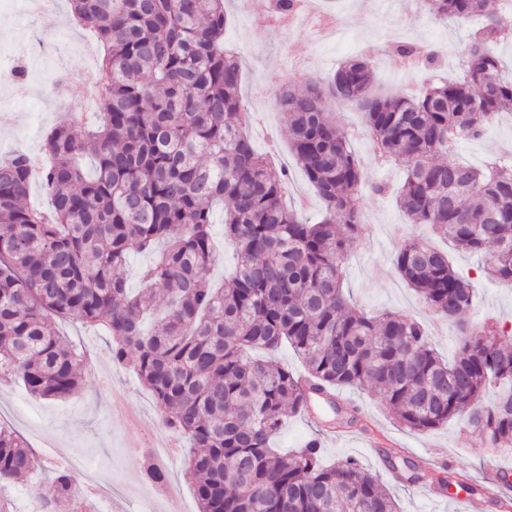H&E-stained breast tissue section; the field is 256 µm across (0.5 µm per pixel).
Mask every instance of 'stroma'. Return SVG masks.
<instances>
[{"label":"stroma","mask_w":512,"mask_h":512,"mask_svg":"<svg viewBox=\"0 0 512 512\" xmlns=\"http://www.w3.org/2000/svg\"><path fill=\"white\" fill-rule=\"evenodd\" d=\"M317 17L335 19L340 32L316 35L310 15H299L295 25L267 30L272 0H226L224 45L242 60L241 116L256 150L278 167L288 170L285 201L302 207L310 222H318L324 206L307 181L288 145V133L277 106L280 93L305 80L336 70L346 59L371 55L377 88L386 93H406L433 79L456 76L469 43L467 29L435 19L411 6L412 0H310ZM69 0H54L50 9L32 10L30 0H0V49L15 54L31 72L28 99L13 103L12 87L0 84V105L11 104L12 122L0 125V155L17 152L43 153L47 134L65 120L81 119L84 105L69 93L73 76L95 74L102 52L95 34L69 24ZM406 41L438 52L436 69L405 65L387 52L388 43ZM327 111L338 123L354 131L352 150L371 182L398 184L404 165L398 161L376 163L372 143L364 131L363 116L350 104L326 100ZM512 152V112L498 116L477 140L450 147V158L479 166L490 157ZM357 205L365 226L349 247L344 290L353 302L374 312L401 310L424 318L434 348L452 359L458 343L454 325L427 317L418 295L398 274L393 258L405 241H431L429 228L410 223L393 197L361 190ZM459 274L475 287L476 306L467 313L471 322L494 318L512 332V289L492 281L483 260L466 253L454 256ZM64 339L85 355L83 383L75 393L58 399L32 395L23 383L0 386V424L19 433L43 462L42 469L7 483L18 512H34L31 489L49 495L53 477L76 457L112 487V506L117 512H168V488H175L183 512H199L194 489L185 477L188 440L166 430L162 412L149 390L133 371L113 363L112 338L106 332L77 322L56 320ZM350 398L359 410L360 422L331 437L307 415L286 418L275 445L288 451L315 439L325 462L357 459L379 476L397 499L401 512H496L486 501V464L497 459L512 470V454L497 453L479 435L468 431L464 419L427 433L400 426L364 390ZM169 444L162 467L168 473L163 485L145 488L148 465L155 458L153 444ZM429 467L439 475L463 477L465 490L456 498L441 500L417 494L411 481V464Z\"/></svg>","instance_id":"obj_1"}]
</instances>
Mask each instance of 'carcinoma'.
I'll list each match as a JSON object with an SVG mask.
<instances>
[{
	"mask_svg": "<svg viewBox=\"0 0 512 512\" xmlns=\"http://www.w3.org/2000/svg\"><path fill=\"white\" fill-rule=\"evenodd\" d=\"M71 2L107 47L106 83L98 121L55 126L39 171L24 153L0 158V382L68 396L82 382V359L53 319L107 331L112 359L151 391L163 425L192 442L186 471L200 512H399L358 461L325 466L315 440L289 453L271 447L284 419L307 412L315 396L341 413L336 392L346 388L369 387L412 431L462 417L512 453V336L461 319L474 287L448 252L408 242L395 265L430 311L457 326L450 363L418 319L370 316L345 297L364 175L324 106L328 97L354 106L378 158L404 163L397 201L413 223L484 257L488 274L512 288V155L481 168L448 158L452 142L481 138L496 114L512 111V80L494 52L512 40V4L489 11L487 0H423L439 20L484 19L452 80L391 96L374 89L371 61L358 56L281 93L289 147L325 206L309 224L283 204L286 170L258 154L242 127L224 0ZM388 50L404 60L422 54L401 41ZM36 176L52 201L46 213L30 201ZM216 205L239 246L221 288L207 278ZM158 242L165 249L130 295L129 249ZM285 342L306 364V391L272 359ZM36 467L21 437L0 425V483ZM52 486L51 497L36 494L40 512H92L68 472Z\"/></svg>",
	"mask_w": 512,
	"mask_h": 512,
	"instance_id": "1",
	"label": "carcinoma"
}]
</instances>
